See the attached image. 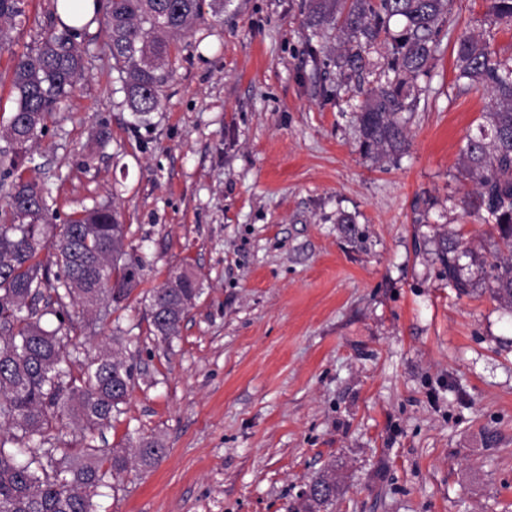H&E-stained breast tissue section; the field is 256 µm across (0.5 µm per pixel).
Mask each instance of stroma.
<instances>
[{
    "label": "stroma",
    "mask_w": 512,
    "mask_h": 512,
    "mask_svg": "<svg viewBox=\"0 0 512 512\" xmlns=\"http://www.w3.org/2000/svg\"><path fill=\"white\" fill-rule=\"evenodd\" d=\"M313 0H224L194 25L149 126L124 102L108 36L81 32L85 73L30 151L59 220L112 199L143 289L192 272L203 293L179 336L150 331L139 295L90 323L86 348L121 329L125 412L95 433L108 452L156 436L167 452L130 469L101 512H294L318 474L328 512H512V310L491 272L457 296L438 243L504 244L463 208L458 165L487 111L457 82L462 30L512 55L489 0H454L421 79L401 156L361 149L356 79L337 65L334 18ZM55 0H25L0 50V120L16 57ZM106 127V146L93 141Z\"/></svg>",
    "instance_id": "obj_1"
}]
</instances>
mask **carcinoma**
Segmentation results:
<instances>
[{"label": "carcinoma", "instance_id": "1", "mask_svg": "<svg viewBox=\"0 0 512 512\" xmlns=\"http://www.w3.org/2000/svg\"><path fill=\"white\" fill-rule=\"evenodd\" d=\"M84 24L104 26L108 49L130 110L138 121L161 106L182 51L179 41L203 19L204 0H95ZM453 0H333L344 68L359 73L365 54L381 34L390 36L382 77L360 90L361 148L374 160L403 154L409 147L406 112L414 111L418 80L428 75L438 44L435 36ZM24 15L23 0H0V48L11 42L10 28ZM496 22H512V0H490ZM403 21L393 34L390 21ZM79 28L54 16L36 45L17 56L11 76L12 112L0 126V512H98L93 497L129 464L126 448L105 455L82 436L75 451L50 437L64 421L94 432L121 414L131 387V369L121 337L102 342L92 358L81 357L76 342L85 325L79 315L99 313L130 299L143 281L146 262L124 251L126 227L112 203L74 212L66 223L48 204L49 189L23 176L30 148L44 136L47 121L73 93L86 68ZM457 80L484 90L489 109L477 132L466 137L460 173L473 189L466 207L485 213L501 240L512 247V57L502 59L489 41L463 32L455 44ZM492 272V293L512 308V257L488 259L460 250L453 237L440 243L438 258L448 284L460 294L474 288L463 274L462 258ZM148 291L152 332L165 340L180 326L203 293L192 273L174 275ZM50 315L57 325L47 329ZM166 454L156 438H143L134 457L147 470ZM336 482L315 477L302 498L301 512L332 504Z\"/></svg>", "mask_w": 512, "mask_h": 512}]
</instances>
